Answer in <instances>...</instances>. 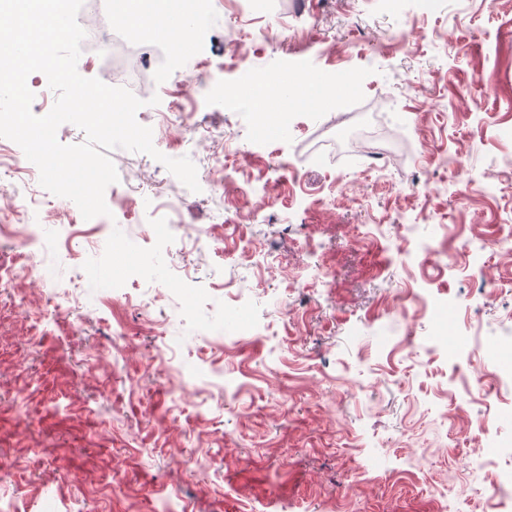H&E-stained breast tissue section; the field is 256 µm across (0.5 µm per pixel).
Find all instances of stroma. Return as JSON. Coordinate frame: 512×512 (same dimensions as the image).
<instances>
[{
  "mask_svg": "<svg viewBox=\"0 0 512 512\" xmlns=\"http://www.w3.org/2000/svg\"><path fill=\"white\" fill-rule=\"evenodd\" d=\"M211 13L171 63L172 81L200 88L184 103L195 120L153 135L166 156L181 141L200 192L143 153L105 191L133 199L120 216L132 227L163 202L181 208L170 238L142 247L188 278L126 283L155 326L121 301L82 302L93 284L78 255L111 236L106 216L47 230L48 249L75 254L59 274L70 296L60 319L39 283L0 287V501L30 512H277L279 501L291 512H435L436 490L462 486L468 512H486L490 476L460 458L482 445L512 469V419L484 438L472 428L485 410H512V385L485 396L454 378L471 373L476 348L512 333V266L490 247L512 218V0H266L261 12L213 0ZM270 20L284 38L264 44L255 34ZM403 26L418 34L407 47L390 39ZM243 68H314L327 84L342 69L357 82L316 107L284 105V123L259 139L251 117L264 94L248 109L206 89ZM487 74L497 87L484 94ZM383 131L395 139L384 169L354 166L353 140ZM212 133L226 155L197 152ZM224 163L233 181L219 189ZM248 178L277 198L256 223L234 199ZM317 263L334 272L327 285L312 283ZM406 288L426 290L435 312L400 314ZM160 347L181 378L146 367Z\"/></svg>",
  "mask_w": 512,
  "mask_h": 512,
  "instance_id": "1",
  "label": "stroma"
}]
</instances>
